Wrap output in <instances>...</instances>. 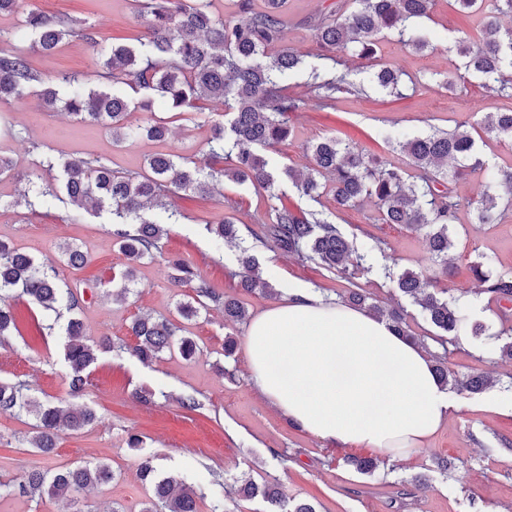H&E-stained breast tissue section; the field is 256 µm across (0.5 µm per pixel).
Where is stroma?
Masks as SVG:
<instances>
[{"label":"stroma","instance_id":"obj_1","mask_svg":"<svg viewBox=\"0 0 512 512\" xmlns=\"http://www.w3.org/2000/svg\"><path fill=\"white\" fill-rule=\"evenodd\" d=\"M336 0H287L291 20L286 43L300 51L314 50L304 19L328 10ZM44 15L65 16L78 26L95 25L115 44L136 45L145 37L146 27L134 11L132 0H24ZM484 15L458 10L454 0H438L431 19L419 28L428 42L416 50L393 39H383L376 62L416 80L404 98L390 97L370 85L373 63L356 57H342L340 69L353 82L363 85L359 94H343L332 110L305 109L291 117L293 134L279 150L268 152L275 171L292 167L301 171L311 165L308 142L326 135L357 143L370 153L397 166H406L404 155L387 148L379 136L384 128H402L418 135L429 127L453 129L457 124L475 126L478 156L492 166L512 163V140L481 129L487 113L512 108V97L486 93L477 78L459 80L462 58L453 40L465 31L472 44H479ZM32 67L44 78L63 74L91 77L96 66L85 44L71 39L54 54L29 50ZM458 78L455 89L446 82ZM222 108L206 104L203 112H163L159 118L171 133L162 142L139 140L118 143L110 128L77 122L63 109L43 108L36 94L21 101L0 102V154L10 157L12 177L0 179V241L13 244L36 259L61 260L66 247L80 248L88 256L79 269L63 267L61 277L71 288L92 287L79 313L88 342L112 338L127 347L137 339L130 332L140 315L175 316L177 301L186 289L170 285V270L164 258L181 256L197 269L214 290L237 299L248 315L278 304L288 285L299 284L322 296L344 301L350 290H358L371 302L390 307L400 299L414 335L430 338L433 327L409 299L399 298L393 283L375 271L354 281L315 264L297 262L288 254L256 243L253 246L263 267L274 273V294H260L241 288L229 273L236 267L237 247H216L208 225L224 217L246 224L251 214L264 208L266 198L247 184L230 181L218 185L213 196H179L172 203L181 212L180 223L167 227L159 242L161 258L146 260L135 267L136 288L127 301H113L107 294L109 282L119 275L126 259L110 234L107 211L82 213L72 222L76 208L69 199L52 206L31 207L18 201L21 176L42 172L47 160L72 155L100 158L118 170H139L149 155L174 152L199 157L207 150L215 122ZM336 224L344 234H356L358 242L380 237L399 267L422 269L432 262L422 233L399 224H384L374 201L337 214ZM492 261L494 273L512 276V222L477 224L472 214L462 213L454 247L448 254L452 273L447 282L449 300L471 306L486 325L484 336L466 338L448 349V365L459 375L486 374L491 383L478 394L454 392L455 407L447 423L422 448L402 460H380L376 470L361 474L348 467V447L332 445L290 423L253 389L245 357L246 322H228L221 310L201 313L187 326L198 346L193 358L161 354L145 365L129 354L106 352L79 394H71L62 364L64 337L33 331L38 308L19 301L16 312L20 334L0 338V381L26 380L34 394L44 401H65L74 410L92 408L96 420L83 429L63 434L53 453L45 455L31 447L36 420L31 416L0 414V484H12L27 470H55L82 462L109 464L115 478L103 489L87 492L90 512H139L145 498L137 467L140 456L150 455L161 476L185 478L208 484L220 478L230 487L224 498V512H263L261 498L233 494L243 481L278 483L290 502L305 501L316 512H512V360L490 353L484 344L494 338L503 345L497 304L480 294L469 266L477 257ZM234 337L238 347L232 359L224 357L225 337ZM224 361L225 372L215 364ZM194 396L201 404L195 412L182 409L179 398ZM137 435L140 449L128 448V435ZM451 461L448 473H441L435 461Z\"/></svg>","mask_w":512,"mask_h":512}]
</instances>
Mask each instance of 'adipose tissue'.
<instances>
[{"mask_svg":"<svg viewBox=\"0 0 512 512\" xmlns=\"http://www.w3.org/2000/svg\"><path fill=\"white\" fill-rule=\"evenodd\" d=\"M255 391L309 434L396 459L422 447L453 406L415 342L364 310L300 286L252 317Z\"/></svg>","mask_w":512,"mask_h":512,"instance_id":"adipose-tissue-1","label":"adipose tissue"}]
</instances>
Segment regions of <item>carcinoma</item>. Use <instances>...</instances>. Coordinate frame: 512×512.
<instances>
[{"mask_svg":"<svg viewBox=\"0 0 512 512\" xmlns=\"http://www.w3.org/2000/svg\"><path fill=\"white\" fill-rule=\"evenodd\" d=\"M463 10H488L480 43L471 46L465 38L455 39L464 58V71L481 81L489 94L509 95L512 92V28L501 24V17L512 16V0H454ZM138 17L145 20L148 35L136 48L115 45L103 39L95 27L75 29L63 18L52 19L28 9L23 24L11 35L8 49L0 48V101L21 99L32 89H39L46 108L62 105L74 118L112 125L115 141L129 136L126 125L133 112H155L165 108L187 112L209 101L224 107L227 122L216 123L208 142L207 160L192 161L173 153H157L147 158L141 172H121L98 158L72 156L47 167H59L56 183L41 178L28 179L27 190L19 193L25 203L34 196L49 207L64 193L74 203L90 202L106 207L111 215L112 234L127 259L121 286L112 289V298L124 300L134 281V265L155 258L164 228L160 221L147 217L145 210L161 208L168 211L167 223L176 224L181 213L172 208L169 198L180 194L206 197L211 186L225 179L251 183L266 193L271 201L262 214L252 215L260 231L250 230L261 243L278 249L302 263L310 262L352 280L375 268L372 254L384 260L386 242L372 239L367 250L360 252L323 210H304L282 201L277 180L268 168L261 150L283 144L292 135L289 115L306 108L325 110L334 106L336 95L352 93L357 88L349 74L337 73L325 61L338 63L336 55L346 54L361 59H376L381 38L390 35L403 45L422 49L425 38L415 24L431 17L435 0H340L336 7L321 14L310 24L316 52H302L284 45L288 19L285 0H235L231 17L214 15L210 0H133ZM80 37L95 52L103 88H94L75 76L64 75L58 83L46 82L30 64L27 52L18 43L32 41L43 53H51L66 41ZM307 76L308 92L294 96L285 92L283 81L298 67ZM378 88L400 94V75L380 66L370 75ZM66 87L60 93L58 86ZM130 88L136 99L126 96ZM485 126L497 135L512 139V109L486 116ZM389 147L404 154L415 170L409 175L401 167L369 157L358 145L334 136L322 137L307 146L313 166L305 174L288 169V178L299 196L320 201L332 196L336 208L356 206L364 199L377 202L385 224H405L425 232L427 248L436 265L433 272L407 268L399 273L383 265L384 277L396 283L400 294L420 308L422 315L442 335L434 337L442 349L448 341L460 336H479L485 325L467 311L448 303V289L440 285V276L447 274L448 252L454 246L452 228L464 206L451 184L467 170L480 171L484 189L477 204L480 224H501L512 215V164L489 168L475 151L473 132L464 125L452 130L436 127L420 136L404 133L387 134ZM325 174L333 176L331 185L318 180ZM217 241L240 239L238 225L220 220L208 225ZM237 262L242 287L261 293L273 291L270 274L265 271L251 250L244 248ZM171 283L176 288H190L193 301L177 304L182 320L190 322L201 310L211 307L224 310V320L235 322L246 317L238 302L217 293L200 277L187 261H169ZM480 283V293L502 304L498 313L500 334H512V278L489 270V262L481 259L472 266ZM21 297L38 309L54 314L53 322L34 324L36 331L61 326L67 337L64 364L71 391L89 384V377L99 353L112 350L107 340L94 348L80 342L82 321L76 311L84 295L71 288H62L53 263L38 261L14 246L0 242V337L20 333L13 299ZM349 302L388 320L394 331L419 345L425 339L415 336L398 308L385 310L376 303H367V296L352 292ZM69 317L59 324L61 310ZM131 333L138 344L130 353L148 362L164 352H178L184 358L194 356L197 343L180 333V328L167 319L139 317L131 324ZM432 369L438 382L459 391L479 393L488 384L481 373L460 377L448 368L446 354L430 353ZM32 414L36 417L38 434L34 447L51 453L58 440L68 431H77L96 419L94 410L79 414L67 411L62 403L42 402L28 394L23 382L0 383V414ZM141 480L146 486V501L141 512H196L202 488L186 480L160 478L146 456L140 463ZM114 473L103 462L77 464L56 470L25 472L4 493L19 492L31 498L67 500L75 505L86 490L112 483ZM239 494L246 498L261 497L265 512H316L307 502L288 508V499L279 485L258 486L243 483Z\"/></svg>","mask_w":512,"mask_h":512,"instance_id":"cac0c4a2","label":"carcinoma"}]
</instances>
